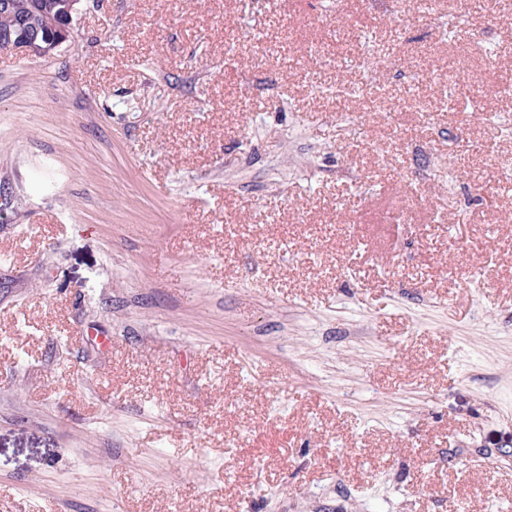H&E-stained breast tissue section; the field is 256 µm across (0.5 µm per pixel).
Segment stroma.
I'll list each match as a JSON object with an SVG mask.
<instances>
[{
  "mask_svg": "<svg viewBox=\"0 0 512 512\" xmlns=\"http://www.w3.org/2000/svg\"><path fill=\"white\" fill-rule=\"evenodd\" d=\"M70 31L0 51V512H512V0Z\"/></svg>",
  "mask_w": 512,
  "mask_h": 512,
  "instance_id": "1",
  "label": "stroma"
}]
</instances>
